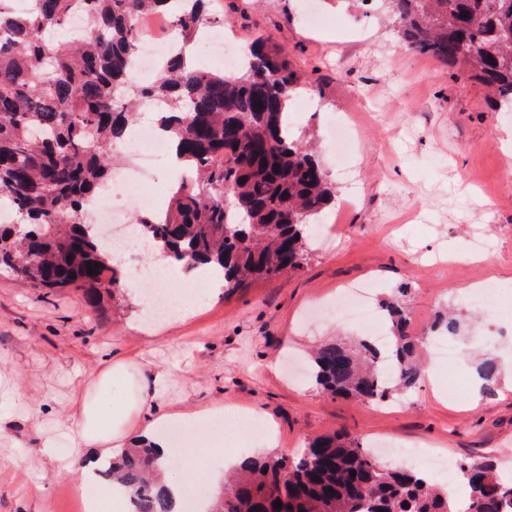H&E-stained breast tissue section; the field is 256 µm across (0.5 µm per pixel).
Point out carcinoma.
<instances>
[{
  "mask_svg": "<svg viewBox=\"0 0 512 512\" xmlns=\"http://www.w3.org/2000/svg\"><path fill=\"white\" fill-rule=\"evenodd\" d=\"M382 2L413 52L483 85L492 111L512 112V0ZM75 10L86 16L87 35L52 40ZM147 12L172 16L181 49L135 83V23ZM216 22L212 0H32L21 14L0 0V204L22 218L0 223V270L35 288L81 289L97 306L119 291L88 202L112 178L110 145L125 139L139 104L155 101L156 127L191 174L162 218L135 216L157 256L189 274L213 267L230 290L303 268L308 226L335 200L336 186L310 145L288 131L300 77L288 54L261 38L234 73L188 62L184 47ZM90 262L98 273L88 274ZM382 310L390 322L385 351L367 340L355 350L336 342L316 349L311 370L324 391L381 403L419 383L405 308L392 299ZM161 466L155 449L139 446L101 477L129 489L133 512H175L154 480ZM457 476L464 511L425 471L384 464L340 432L292 459L241 456L209 512H512V483L493 460L464 461Z\"/></svg>",
  "mask_w": 512,
  "mask_h": 512,
  "instance_id": "carcinoma-1",
  "label": "carcinoma"
}]
</instances>
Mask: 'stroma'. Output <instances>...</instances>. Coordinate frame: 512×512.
Instances as JSON below:
<instances>
[{"label": "stroma", "instance_id": "stroma-1", "mask_svg": "<svg viewBox=\"0 0 512 512\" xmlns=\"http://www.w3.org/2000/svg\"><path fill=\"white\" fill-rule=\"evenodd\" d=\"M237 41L259 37L285 49L304 80L294 101L314 99L315 112L294 113L298 135L318 140L319 159L336 185V206L313 230V251L296 274L215 289L209 301L177 321L144 325L133 286L137 262L120 266L115 300L93 306L81 290L19 286L0 272V371L21 399L0 401V512H75L74 485L42 455L60 415L71 410V380L95 372L118 353L144 369L171 372L167 394L178 406L224 404V436L208 435L195 464L180 475L215 473L246 453L292 457L317 436L347 432L364 446L390 440L431 448L462 461L496 454L512 467V327L459 301L474 280L493 281L512 300V112H494L480 84L456 77L413 52L382 7L358 0H224ZM355 129V176L339 167L328 135L333 117ZM369 281L375 303L406 287L414 336L432 335L445 311L461 327L451 341L466 382L457 400L441 391L443 370L426 359L417 388L378 406L324 393L311 377L292 379L291 356L315 345L356 341V323L312 322L305 313L346 283ZM276 370H268L269 362ZM494 364L492 391L476 384ZM37 404L39 416L25 407ZM275 427L255 438L253 423Z\"/></svg>", "mask_w": 512, "mask_h": 512}]
</instances>
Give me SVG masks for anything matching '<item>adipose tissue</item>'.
<instances>
[{"label":"adipose tissue","instance_id":"adipose-tissue-1","mask_svg":"<svg viewBox=\"0 0 512 512\" xmlns=\"http://www.w3.org/2000/svg\"><path fill=\"white\" fill-rule=\"evenodd\" d=\"M169 378V371L162 367L147 373L125 357L104 359L89 384L75 387L74 412L57 423L70 435L74 456L56 457L51 438L43 442L44 455L55 458L60 469L73 474L76 486L84 488L94 483L101 464L124 449L150 442L167 450L166 425L176 423L198 431L207 421L223 416L220 404L189 410L166 401L164 391ZM116 379L124 382L125 389L122 404L112 410L102 406L97 393Z\"/></svg>","mask_w":512,"mask_h":512}]
</instances>
